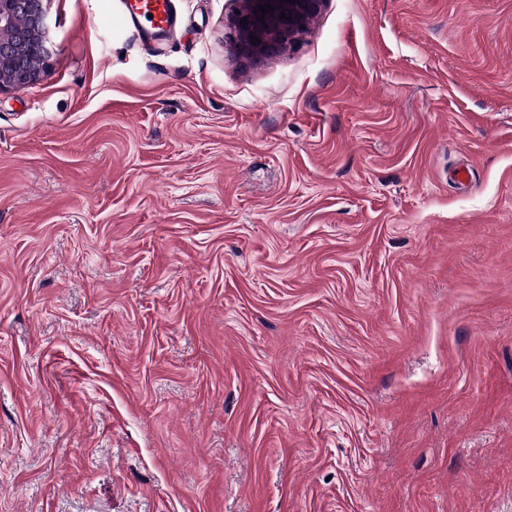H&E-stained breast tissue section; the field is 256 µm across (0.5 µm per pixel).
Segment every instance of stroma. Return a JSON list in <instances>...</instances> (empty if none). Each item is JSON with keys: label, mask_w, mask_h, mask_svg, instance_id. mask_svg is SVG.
I'll return each instance as SVG.
<instances>
[{"label": "stroma", "mask_w": 512, "mask_h": 512, "mask_svg": "<svg viewBox=\"0 0 512 512\" xmlns=\"http://www.w3.org/2000/svg\"><path fill=\"white\" fill-rule=\"evenodd\" d=\"M172 5L0 93V512H512V0ZM270 3L274 11L267 9L264 23L258 5ZM323 0H246V8L233 18V49L238 56L260 59L280 53L289 41L296 38L306 27L307 22L318 12ZM257 10V13H253ZM284 14L288 20L279 19ZM260 15V18H257ZM247 18V21H243ZM250 35L257 38L256 45Z\"/></svg>", "instance_id": "35a3bbf8"}]
</instances>
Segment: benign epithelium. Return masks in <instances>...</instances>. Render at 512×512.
Instances as JSON below:
<instances>
[{
    "label": "benign epithelium",
    "mask_w": 512,
    "mask_h": 512,
    "mask_svg": "<svg viewBox=\"0 0 512 512\" xmlns=\"http://www.w3.org/2000/svg\"><path fill=\"white\" fill-rule=\"evenodd\" d=\"M268 3L274 10L257 18L254 10ZM323 0H246L233 18V49L239 56L260 59L280 53L318 12ZM286 18H281V15ZM53 50L44 0H0V92L36 82Z\"/></svg>",
    "instance_id": "7a95c632"
}]
</instances>
